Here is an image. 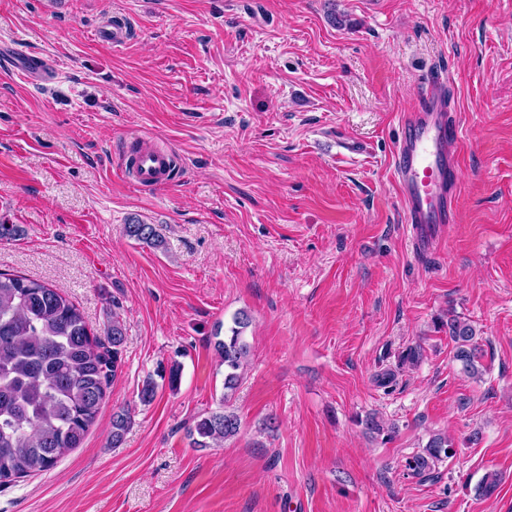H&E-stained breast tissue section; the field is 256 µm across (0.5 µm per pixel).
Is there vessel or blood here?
<instances>
[{"label":"vessel or blood","mask_w":512,"mask_h":512,"mask_svg":"<svg viewBox=\"0 0 512 512\" xmlns=\"http://www.w3.org/2000/svg\"><path fill=\"white\" fill-rule=\"evenodd\" d=\"M445 94L425 96L417 111L406 113L395 147L394 178L404 221L411 224L418 245L431 240L435 225L452 222L459 182L458 143L461 130L451 116ZM168 155L141 154L126 163L124 176L138 185L159 188L169 181Z\"/></svg>","instance_id":"vessel-or-blood-1"}]
</instances>
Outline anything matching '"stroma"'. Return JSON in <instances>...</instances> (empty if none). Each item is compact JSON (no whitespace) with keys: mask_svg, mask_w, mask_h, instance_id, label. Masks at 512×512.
<instances>
[{"mask_svg":"<svg viewBox=\"0 0 512 512\" xmlns=\"http://www.w3.org/2000/svg\"><path fill=\"white\" fill-rule=\"evenodd\" d=\"M115 15L118 48L98 34ZM27 55L49 73L26 77ZM436 76L461 172L420 253L390 168ZM144 144L175 152L174 182L117 175ZM0 219L22 230L0 271L127 333L80 447L1 486L0 512H512V0H0ZM133 219L161 246L125 236ZM241 311L228 394L214 330ZM452 314L480 337L481 377L453 359ZM222 404L238 434L191 447ZM372 416L396 433H369ZM437 434L455 457L411 475Z\"/></svg>","mask_w":512,"mask_h":512,"instance_id":"obj_1","label":"stroma"}]
</instances>
